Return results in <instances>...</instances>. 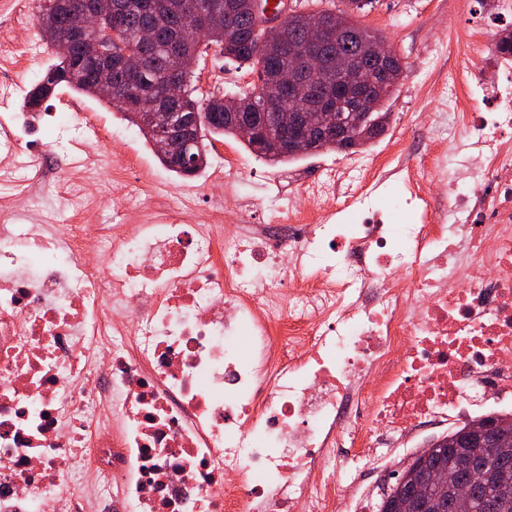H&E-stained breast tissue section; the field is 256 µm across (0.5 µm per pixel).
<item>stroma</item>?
Wrapping results in <instances>:
<instances>
[{
    "label": "stroma",
    "instance_id": "obj_1",
    "mask_svg": "<svg viewBox=\"0 0 512 512\" xmlns=\"http://www.w3.org/2000/svg\"><path fill=\"white\" fill-rule=\"evenodd\" d=\"M35 0H0V116L22 111L25 96L57 53L42 38ZM481 17L494 34L512 30V19L493 14L486 0H376L358 15L360 25L381 34L404 64L403 77L392 95L387 134L354 154L324 151L304 160L273 166L252 154L240 137L213 140L216 148L231 150L242 163L230 186L215 183L214 168L191 179L176 176L157 159L141 133L123 144L112 135L128 129L120 111L68 88L57 90L40 109L37 136L22 135L4 169L0 170V216L19 217L25 224H108L112 209H128V221L146 224L153 204H187V223H196L213 202L225 214L244 213L247 223L261 224L270 209L291 210L303 201L288 187L290 178L304 173L324 174L351 163L366 167L389 156L393 143L404 155L451 148L448 96L462 89L468 73L455 55L441 47L449 33H463L472 17ZM200 94L213 91L234 95L252 82V75L224 61L215 50L203 53L196 67ZM67 113L65 122L54 115ZM45 146L46 166L54 177L34 176L28 165L34 139Z\"/></svg>",
    "mask_w": 512,
    "mask_h": 512
}]
</instances>
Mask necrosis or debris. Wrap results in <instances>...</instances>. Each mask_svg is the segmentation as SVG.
Here are the masks:
<instances>
[{"label": "necrosis or debris", "instance_id": "1", "mask_svg": "<svg viewBox=\"0 0 512 512\" xmlns=\"http://www.w3.org/2000/svg\"><path fill=\"white\" fill-rule=\"evenodd\" d=\"M487 112L356 186L359 224H0V512H373L369 470L428 427L512 415V80L473 25Z\"/></svg>", "mask_w": 512, "mask_h": 512}]
</instances>
